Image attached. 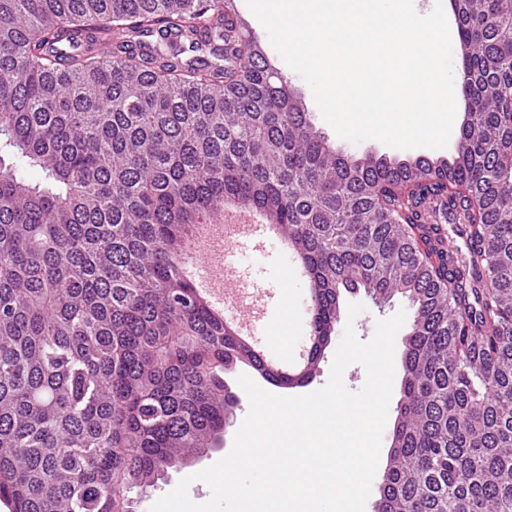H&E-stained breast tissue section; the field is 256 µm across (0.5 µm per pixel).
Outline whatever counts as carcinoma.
I'll return each instance as SVG.
<instances>
[{"label": "carcinoma", "instance_id": "carcinoma-1", "mask_svg": "<svg viewBox=\"0 0 512 512\" xmlns=\"http://www.w3.org/2000/svg\"><path fill=\"white\" fill-rule=\"evenodd\" d=\"M234 0H0V498L125 512L212 447L224 371L308 385L342 292L413 310L376 512H512V0H454L467 118L450 159L331 146ZM448 203L466 253L424 223ZM226 201L310 291L293 376L180 270Z\"/></svg>", "mask_w": 512, "mask_h": 512}]
</instances>
